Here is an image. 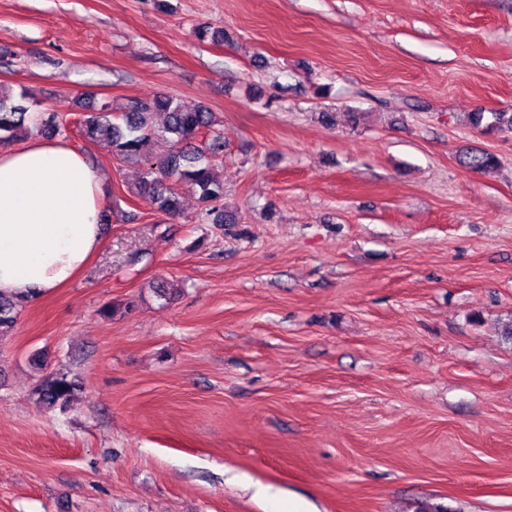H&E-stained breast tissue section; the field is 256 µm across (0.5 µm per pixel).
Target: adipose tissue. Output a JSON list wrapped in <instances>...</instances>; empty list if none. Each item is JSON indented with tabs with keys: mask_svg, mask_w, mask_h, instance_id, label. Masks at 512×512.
<instances>
[{
	"mask_svg": "<svg viewBox=\"0 0 512 512\" xmlns=\"http://www.w3.org/2000/svg\"><path fill=\"white\" fill-rule=\"evenodd\" d=\"M105 195L64 140L0 149V293L38 299L77 278L102 244Z\"/></svg>",
	"mask_w": 512,
	"mask_h": 512,
	"instance_id": "ef3b65f1",
	"label": "adipose tissue"
}]
</instances>
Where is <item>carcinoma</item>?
<instances>
[{"instance_id":"carcinoma-1","label":"carcinoma","mask_w":512,"mask_h":512,"mask_svg":"<svg viewBox=\"0 0 512 512\" xmlns=\"http://www.w3.org/2000/svg\"><path fill=\"white\" fill-rule=\"evenodd\" d=\"M83 111L80 134L90 143L106 142L121 160L142 164V177L135 195L146 200L156 211L169 216L180 213L179 195L173 183H188L199 192L204 209L200 219L211 224H235L237 218L224 213V181L214 167L213 157L220 154L224 143L215 113L206 107L188 109L170 95H157L148 100L132 101L121 109L109 102H98L91 95L74 101ZM37 102L28 92L13 97L0 89V145L13 143L35 130L46 138L65 134L63 117L52 113L42 115L34 111ZM164 116L162 123L154 118ZM485 113L475 112L471 122L488 131L512 132V114L491 113V121L484 122ZM206 132L210 142L196 144L199 135ZM151 142L165 144L161 154H150L146 146ZM495 165L488 153L468 157L467 166L485 172ZM27 300L0 295V336L15 326ZM80 386L76 378L62 369L45 375L34 390L36 401L48 410L66 409L77 395Z\"/></svg>"}]
</instances>
